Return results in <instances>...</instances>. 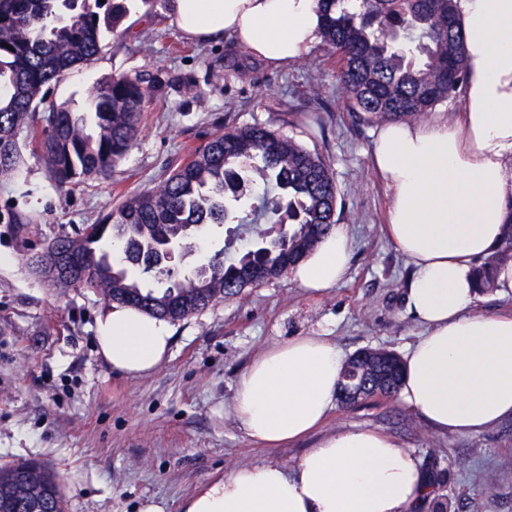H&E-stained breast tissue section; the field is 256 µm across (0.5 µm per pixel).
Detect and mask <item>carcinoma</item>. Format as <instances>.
Wrapping results in <instances>:
<instances>
[{
	"instance_id": "1",
	"label": "carcinoma",
	"mask_w": 512,
	"mask_h": 512,
	"mask_svg": "<svg viewBox=\"0 0 512 512\" xmlns=\"http://www.w3.org/2000/svg\"><path fill=\"white\" fill-rule=\"evenodd\" d=\"M321 37L336 56L348 111L370 122L420 119L458 92L469 61L465 35L452 0H318ZM127 12L126 0H0V176L18 175L29 148L39 151L59 188L88 179L107 180L136 142L145 103L157 79L149 73L114 74L89 95L87 117L49 100L43 88L100 54L102 28L114 29ZM339 194L325 159L293 138L265 126L222 127L191 150L152 191L124 198L76 236H63L26 259L42 278L40 258L62 250L67 276L54 288H92L105 300L148 316L178 322L264 280L244 281L243 261L264 224H288V248L270 246L264 262L270 278L287 275L330 233ZM33 214L7 208L0 224L22 228ZM185 224L251 226L252 239L236 257L215 252L208 287L194 276L180 277L148 267L124 272L112 265V251L92 250L95 241L148 242L183 234ZM512 254V234L502 249L475 269L480 291L495 289L493 270ZM385 372L374 393L396 395L402 377L397 359L355 358L349 373ZM25 462L0 465V488L15 489ZM34 494L48 512L62 510L56 475L47 465L31 484L15 489L9 508L24 512L21 496Z\"/></svg>"
}]
</instances>
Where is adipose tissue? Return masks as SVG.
<instances>
[{"label": "adipose tissue", "mask_w": 512, "mask_h": 512, "mask_svg": "<svg viewBox=\"0 0 512 512\" xmlns=\"http://www.w3.org/2000/svg\"><path fill=\"white\" fill-rule=\"evenodd\" d=\"M470 67L459 119L389 122L372 151L389 204L384 226L405 258L408 313L422 334L402 357L401 402L437 432L478 434L512 419V315L482 313L476 264L512 231V0H453ZM190 40L229 39L266 65L297 64L321 41L318 0H170ZM348 225H335L292 272L326 291L347 273ZM173 330L127 307L97 319L99 353L132 376L151 373ZM346 358L326 334L288 338L240 374L232 413L254 444L306 438L335 407ZM429 491L416 457L377 430L325 436L291 467L237 466L184 512H412Z\"/></svg>", "instance_id": "adipose-tissue-1"}]
</instances>
